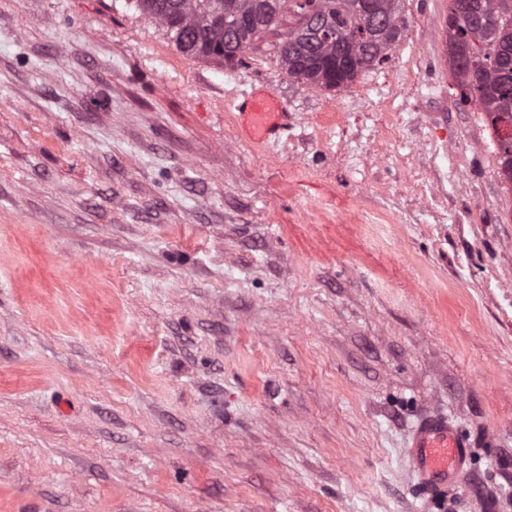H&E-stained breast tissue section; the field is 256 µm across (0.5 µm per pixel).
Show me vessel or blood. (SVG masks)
I'll use <instances>...</instances> for the list:
<instances>
[{
	"label": "vessel or blood",
	"mask_w": 512,
	"mask_h": 512,
	"mask_svg": "<svg viewBox=\"0 0 512 512\" xmlns=\"http://www.w3.org/2000/svg\"><path fill=\"white\" fill-rule=\"evenodd\" d=\"M286 114L273 94L251 99L247 113L249 137L257 144L275 138L284 130ZM411 475L421 497L435 499L449 484L469 470L470 445L454 420L442 412L421 415L407 441Z\"/></svg>",
	"instance_id": "1"
}]
</instances>
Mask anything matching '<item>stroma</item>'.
<instances>
[{
    "instance_id": "1",
    "label": "stroma",
    "mask_w": 512,
    "mask_h": 512,
    "mask_svg": "<svg viewBox=\"0 0 512 512\" xmlns=\"http://www.w3.org/2000/svg\"><path fill=\"white\" fill-rule=\"evenodd\" d=\"M448 6L338 91L272 37L228 67L133 0H0V512H512V185ZM427 412L470 444L442 505ZM249 137L256 144H264L285 130L287 113L283 112L277 98L272 93L249 100ZM407 448L414 486L428 500L446 493L448 484L471 465L469 443L442 412L425 413L416 420Z\"/></svg>"
}]
</instances>
